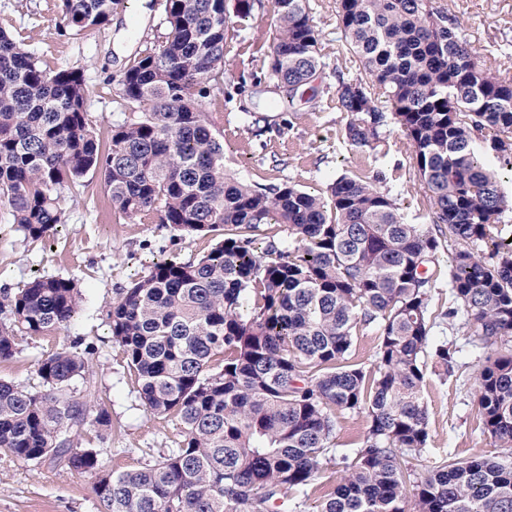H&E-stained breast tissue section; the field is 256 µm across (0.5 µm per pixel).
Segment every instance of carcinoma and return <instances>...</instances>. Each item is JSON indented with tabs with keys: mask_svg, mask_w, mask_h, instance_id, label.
<instances>
[{
	"mask_svg": "<svg viewBox=\"0 0 512 512\" xmlns=\"http://www.w3.org/2000/svg\"><path fill=\"white\" fill-rule=\"evenodd\" d=\"M123 6L59 0L60 26L90 36ZM165 14L164 41L118 81L114 102L131 116L105 142L83 71L42 65L0 29V206L24 238L47 241L63 224V192L92 173L123 217L218 237L199 258L154 262L104 319L141 404L176 419L184 438L151 465L107 469L75 438L87 425L111 436V403L68 393L86 359L65 348L38 359L37 388L0 378V456L91 478L100 512H304L310 500V512H512V460L409 462L429 438L423 357L444 375L454 364L431 336L442 237L460 248L449 280L457 307L441 317L463 311L490 350L478 416L498 447L512 448V241L487 259L468 249L496 238L512 204L479 146L490 141L512 169V81L479 63L433 0H336L342 46L361 69L336 90L351 116L347 139L373 147L388 118L403 129L431 205V224H411L357 176L338 177L324 197L227 174L220 113L201 104L224 93L233 22L224 0H166ZM271 20L269 75L290 101L316 92L323 62L309 0H272ZM268 224L286 226L292 247H258ZM82 296L62 276L0 289V360L19 333L68 327ZM371 325L380 344L368 372L350 355ZM339 413L367 418L352 458L336 456ZM336 458L339 482L316 483Z\"/></svg>",
	"mask_w": 512,
	"mask_h": 512,
	"instance_id": "carcinoma-1",
	"label": "carcinoma"
}]
</instances>
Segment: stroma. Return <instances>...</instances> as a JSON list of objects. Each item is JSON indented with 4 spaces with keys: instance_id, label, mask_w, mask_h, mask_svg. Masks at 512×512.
Here are the masks:
<instances>
[{
    "instance_id": "stroma-1",
    "label": "stroma",
    "mask_w": 512,
    "mask_h": 512,
    "mask_svg": "<svg viewBox=\"0 0 512 512\" xmlns=\"http://www.w3.org/2000/svg\"><path fill=\"white\" fill-rule=\"evenodd\" d=\"M438 9L458 23L469 49L481 64L512 79V0H435ZM324 66L310 90H299L292 106L272 109L282 92L269 76L271 0H255L248 18L235 22V34L224 56L225 77L241 85L232 100L204 101L209 112L224 115V167L239 180L260 188L285 183L306 191L326 192L343 175L373 178L384 172L379 188L396 201L414 224L429 221V205L416 177L411 147L394 122L379 130L370 148L351 146L350 121L336 98L338 78L359 71L340 50L335 0H310ZM59 0H0V27L38 60L53 66L83 69L89 95L87 110L100 136L128 118L113 103V78L166 33L163 0H127L110 23L84 39L58 29ZM64 222L47 242L24 239L15 231L10 212L0 207V288H19L33 274L73 277L83 288L79 317L68 329L41 338L19 335L15 354L0 361V377L27 387L38 386L37 361L46 353L70 346L75 338L93 346L86 370L100 394L112 404V440L104 443L96 428L85 427L81 446L99 449L107 469L125 471L157 461L182 435L178 422L147 412L136 397L135 383L120 347L113 343L103 316L120 288L145 275L165 256H202L212 236H175L157 223H132L115 215L100 177L88 188L65 193ZM463 318L439 320L435 341L447 342L456 361L453 375L427 369L423 395L429 410L425 459L463 461L474 455L508 457L496 447L479 421L476 378L485 353L473 345ZM0 512H97L93 482L61 468H33L0 457Z\"/></svg>"
}]
</instances>
